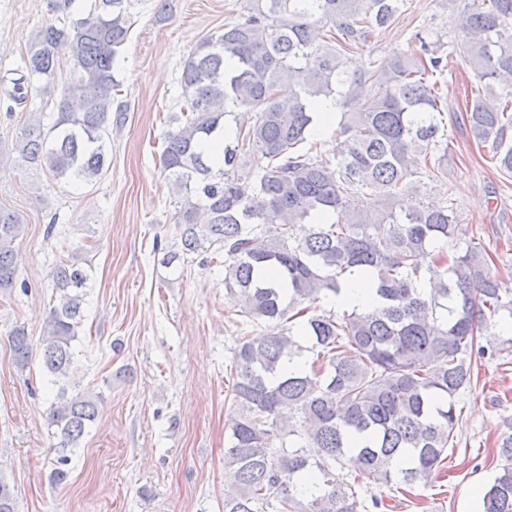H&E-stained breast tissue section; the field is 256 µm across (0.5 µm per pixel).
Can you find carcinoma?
I'll use <instances>...</instances> for the list:
<instances>
[{
    "mask_svg": "<svg viewBox=\"0 0 512 512\" xmlns=\"http://www.w3.org/2000/svg\"><path fill=\"white\" fill-rule=\"evenodd\" d=\"M126 2L94 0L87 17L69 27L47 23L28 42L26 74L11 80L12 99H27L36 79L54 81L60 60L72 68L54 122L38 114L16 138L22 162L57 179L91 182L102 174L119 86L112 68L131 27ZM403 5L252 0L244 21L204 38L183 61L184 120L165 133L160 155L181 194V252L163 262L207 254V264L224 267L236 315L276 329L242 337L234 353L229 398L238 414L224 449V512L390 509L382 497L358 498L357 489L384 485L407 497L454 447V397L472 386V359L485 354L502 295L485 249L461 238L453 205L397 211L399 196L417 189L416 156L434 176L448 162V152H434L445 131L439 89L429 82L445 68L437 45L419 35L418 48L366 73L347 65V51ZM459 20L460 53L478 81L466 109L471 136L512 174V0H482ZM367 81L375 86L368 98ZM329 97L341 109L334 167L305 147L320 99ZM240 109L252 122L212 156L205 146L226 137L224 118ZM252 154L265 164L240 174ZM22 227L19 215L0 210V291L15 287ZM354 268L371 275L380 304L340 316L311 313L320 296L340 293ZM92 281L91 266L77 258L53 271L43 365L56 383L73 364ZM297 325L317 353L289 371L303 357ZM10 345L17 364L27 366L24 327L12 329ZM96 417L89 394L62 391L51 402L48 426L61 438L52 483L66 482L67 450ZM290 437L302 444L286 447ZM499 455L505 463L483 496V512H512V434ZM306 482L316 491L304 490ZM0 512H16L2 472Z\"/></svg>",
    "mask_w": 512,
    "mask_h": 512,
    "instance_id": "carcinoma-1",
    "label": "carcinoma"
}]
</instances>
